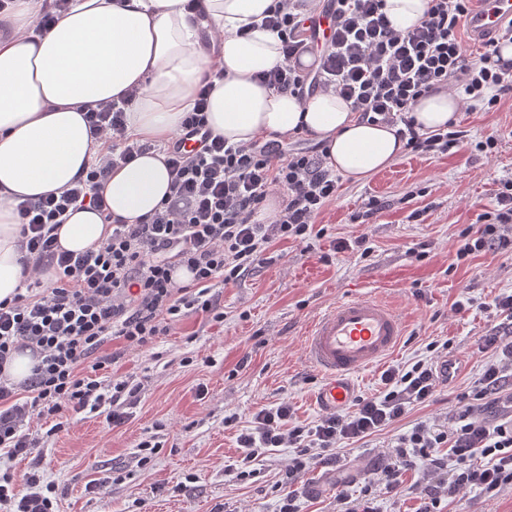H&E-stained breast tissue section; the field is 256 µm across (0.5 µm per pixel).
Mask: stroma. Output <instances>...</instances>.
Segmentation results:
<instances>
[{"label": "stroma", "mask_w": 512, "mask_h": 512, "mask_svg": "<svg viewBox=\"0 0 512 512\" xmlns=\"http://www.w3.org/2000/svg\"><path fill=\"white\" fill-rule=\"evenodd\" d=\"M456 127L466 133L461 147L435 155L406 150L363 182L342 180L338 198L317 219L325 237L309 249L278 243L276 261L217 289L223 324L193 315L151 348L123 352L107 344L120 357L100 377H126L140 387L130 418L112 428L99 416L65 413L61 429L43 438L31 458L14 460L16 474L39 460L45 478L63 491L60 512H275L293 451L281 448L244 465L237 436L255 412L282 401L306 425L324 416L315 402L323 376L307 363L302 335L336 300L369 293L399 312L405 330L385 363L356 374L355 396L375 394L388 364L449 358L460 373L430 405L345 445L339 463L311 465L297 481L306 493L303 512H336L338 493L359 494L380 451L415 423L452 412L456 395L471 390L483 365L476 341L499 322L491 302L512 292L511 248L494 257H456L461 231L494 210L497 189L512 178V97H503L495 112H459ZM495 133L504 139L494 155L476 151L478 141ZM372 199L383 208L369 218ZM361 235L368 252L334 251V242ZM464 297L467 309L453 312ZM145 439L160 449L143 466L137 453ZM239 464L246 469L241 479L225 475L226 466ZM114 473L120 479L112 486L87 491L88 483ZM441 508L512 512V486L466 491Z\"/></svg>", "instance_id": "35a3bbf8"}]
</instances>
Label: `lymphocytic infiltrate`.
I'll use <instances>...</instances> for the list:
<instances>
[{
    "mask_svg": "<svg viewBox=\"0 0 512 512\" xmlns=\"http://www.w3.org/2000/svg\"><path fill=\"white\" fill-rule=\"evenodd\" d=\"M471 2L429 0L420 23L400 32L388 19L385 0H330L333 34L318 48L307 35L318 0H276L262 24L276 32L283 61L258 80L300 97L335 93L350 101L360 121L395 127L405 149L445 152L460 132L421 131L412 115L418 99L445 89L466 110L490 111L512 92V59L501 55L503 44L512 43V21L471 54L460 34ZM306 55L314 58L307 67L301 62ZM212 86L211 78L203 79L178 134L165 143L169 195L139 223L113 220L105 241L81 253L62 250L56 235L70 211L107 214L104 182L115 168L151 150V143L127 131L126 98L86 112L89 130L103 139L105 151L85 176L16 204L24 289L0 301V452L7 458L36 447L32 421L67 410L123 425L140 388L125 379H96L107 363L105 344L147 348L189 315L223 322L215 284L234 283L270 263L278 242L321 238L316 220L335 201L340 182L326 165V150L291 149L261 138L228 144L207 125ZM196 132L203 135L200 145L184 149L182 135ZM274 192L283 194V205L263 218ZM496 200L494 211L479 214L475 234L463 235L457 258L512 245V180L503 182ZM181 269L190 273L189 282L177 280ZM47 270L54 273L49 286L40 278ZM493 306L503 320L479 337L486 361L473 390L457 395L449 424L416 423L385 450V465L374 471L361 497L337 494L336 512H377L373 488L403 493L402 476L411 468L436 478L421 489L417 512H440L442 499L466 490L493 493L512 485V424L489 418L512 408V293L496 296ZM24 350L36 363L17 385L5 377V365ZM381 381L377 395L359 398L351 411L326 414L313 426L299 422L285 402L260 409L237 436L242 462L290 448L286 473L295 477L315 461L337 458L342 443L365 440L432 402L440 376L434 364L419 361L385 370ZM57 490L36 470L20 480L0 473V512H59Z\"/></svg>",
    "mask_w": 512,
    "mask_h": 512,
    "instance_id": "f902f5d3",
    "label": "lymphocytic infiltrate"
}]
</instances>
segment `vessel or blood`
<instances>
[{
	"instance_id": "1",
	"label": "vessel or blood",
	"mask_w": 512,
	"mask_h": 512,
	"mask_svg": "<svg viewBox=\"0 0 512 512\" xmlns=\"http://www.w3.org/2000/svg\"><path fill=\"white\" fill-rule=\"evenodd\" d=\"M512 19V0H477L468 28L489 34ZM404 333L400 314L371 296L336 302L309 327L304 356L325 377L318 404L336 410L350 404L354 375L393 353Z\"/></svg>"
}]
</instances>
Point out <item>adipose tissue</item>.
<instances>
[{
    "label": "adipose tissue",
    "mask_w": 512,
    "mask_h": 512,
    "mask_svg": "<svg viewBox=\"0 0 512 512\" xmlns=\"http://www.w3.org/2000/svg\"><path fill=\"white\" fill-rule=\"evenodd\" d=\"M71 0L47 32L35 30L43 0H11L0 21V301L22 287L17 197L32 200L68 187L98 160L103 144L83 114L102 102L137 95L130 133L153 150L114 170L102 187L113 216L126 223L154 212L169 191L160 147L192 107L205 73L223 71L210 93L208 125L228 143L292 134L324 141L327 164L360 182L398 158L393 127L358 121L334 94L306 100L258 84L257 73L282 61L280 42L260 23L274 0ZM457 97L421 98L413 116L433 131L454 119ZM110 233L93 210L75 211L58 231L63 249L97 247Z\"/></svg>",
    "instance_id": "obj_1"
}]
</instances>
